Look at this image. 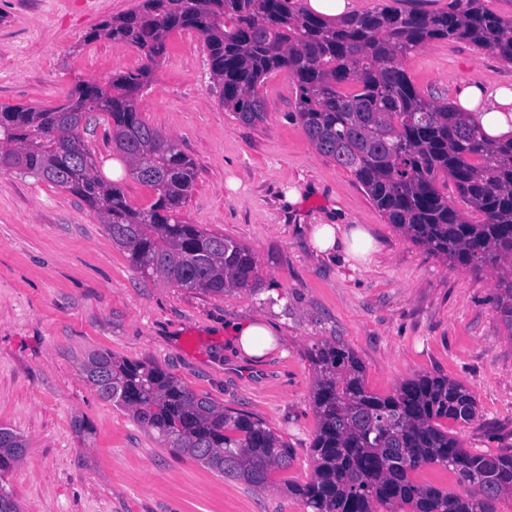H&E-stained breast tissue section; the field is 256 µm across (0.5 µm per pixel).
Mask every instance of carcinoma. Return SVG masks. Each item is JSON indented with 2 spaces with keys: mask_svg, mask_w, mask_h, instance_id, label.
Returning <instances> with one entry per match:
<instances>
[{
  "mask_svg": "<svg viewBox=\"0 0 512 512\" xmlns=\"http://www.w3.org/2000/svg\"><path fill=\"white\" fill-rule=\"evenodd\" d=\"M485 0L403 11L391 5L324 18L302 0H142L89 33L137 49L140 68L102 85L80 83L56 107H0V170L58 186L96 213L142 275L223 295L259 281L242 244L180 218L196 170L178 143L146 123L139 95L175 31L202 37L225 107L254 125L265 117L259 86L284 73L299 91L309 142L354 174L386 219L453 266L512 265V137L488 138L467 113L419 92L402 60L432 40L465 41L512 63V16ZM108 117L126 170L155 192L132 207L118 185L95 175L82 131ZM453 186L466 210L448 201ZM497 310L512 329V273L500 280ZM314 474L288 485L310 512H495L512 497V455L474 454L445 422L468 423L473 394L446 377L417 374L390 395L370 392L352 351L323 342L309 353ZM81 373L99 395L157 432L165 447L254 487L291 463L290 446L261 420L219 407L142 361L93 352ZM23 437L0 428V473L19 461ZM447 469L462 493L419 484L413 473Z\"/></svg>",
  "mask_w": 512,
  "mask_h": 512,
  "instance_id": "1",
  "label": "carcinoma"
}]
</instances>
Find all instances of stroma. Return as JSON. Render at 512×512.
<instances>
[{
	"mask_svg": "<svg viewBox=\"0 0 512 512\" xmlns=\"http://www.w3.org/2000/svg\"><path fill=\"white\" fill-rule=\"evenodd\" d=\"M139 2L0 0V106L56 105L77 82L139 68L136 49L88 38ZM403 67L421 93L451 103L468 84L512 83V63L463 41L430 42ZM260 92L264 120L240 123L214 88L202 38L185 30L170 35L141 96L143 119L195 164L183 221L251 250L255 289L217 296L141 276L79 198L0 171V427L27 443L0 486L22 512H307L286 487L313 475L309 352L324 341L353 351L380 395L419 373L462 383L478 413L452 433L469 452L512 455V331L495 309L512 268L430 255L314 149L293 80L272 75ZM335 215L378 240L369 270L315 255L311 231ZM249 320L279 331L263 357L246 356L224 329ZM98 351L150 363L260 419L290 445V467L254 488L164 448L83 378Z\"/></svg>",
	"mask_w": 512,
	"mask_h": 512,
	"instance_id": "obj_1",
	"label": "stroma"
}]
</instances>
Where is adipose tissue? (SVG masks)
<instances>
[{
    "mask_svg": "<svg viewBox=\"0 0 512 512\" xmlns=\"http://www.w3.org/2000/svg\"><path fill=\"white\" fill-rule=\"evenodd\" d=\"M456 102L463 111L475 114L488 137L512 135V86L471 84L459 90ZM312 242L321 254L342 251L356 270L369 269L379 251L377 241L365 229L338 223L315 225Z\"/></svg>",
    "mask_w": 512,
    "mask_h": 512,
    "instance_id": "obj_1",
    "label": "adipose tissue"
}]
</instances>
